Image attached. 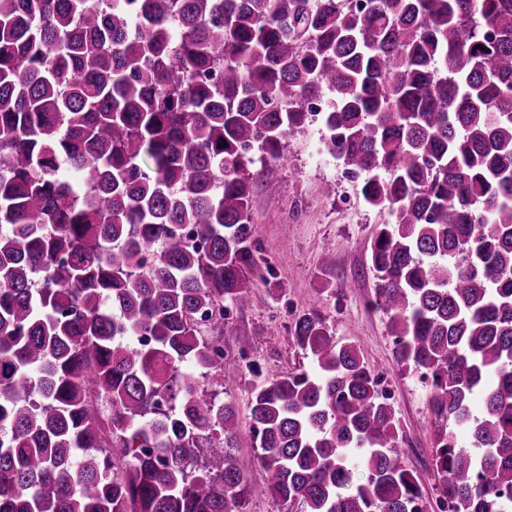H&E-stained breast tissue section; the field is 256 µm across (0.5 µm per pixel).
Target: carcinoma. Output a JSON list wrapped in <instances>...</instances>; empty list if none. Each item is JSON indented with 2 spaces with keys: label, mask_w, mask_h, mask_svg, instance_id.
<instances>
[{
  "label": "carcinoma",
  "mask_w": 512,
  "mask_h": 512,
  "mask_svg": "<svg viewBox=\"0 0 512 512\" xmlns=\"http://www.w3.org/2000/svg\"><path fill=\"white\" fill-rule=\"evenodd\" d=\"M327 92L325 149L389 216L374 305L430 380L439 501L512 512V0H0V512H425L316 310L312 368L252 392L263 483L209 390L260 270L251 167ZM290 510V511H288ZM304 507L296 502L289 505L279 499L266 497H255L248 500L246 512H303Z\"/></svg>",
  "instance_id": "1"
}]
</instances>
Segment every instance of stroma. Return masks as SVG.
Wrapping results in <instances>:
<instances>
[{
	"mask_svg": "<svg viewBox=\"0 0 512 512\" xmlns=\"http://www.w3.org/2000/svg\"><path fill=\"white\" fill-rule=\"evenodd\" d=\"M322 141L321 127L306 123L283 141L279 158L258 168L251 226L262 274L245 304L231 309L235 331L222 341L225 354L238 358L239 371L218 378L212 388L238 411L234 454L240 469L250 481L262 482L264 470L249 436L251 394L267 378L311 368L288 327L295 316L318 309L337 341L355 346L381 375L399 423L398 448L422 490L425 512H440L430 388L413 366L397 363L388 317L371 305L369 248L385 215L363 204L355 182L326 155ZM271 182L277 186L273 194L267 191ZM328 182L335 184V196L323 195Z\"/></svg>",
	"mask_w": 512,
	"mask_h": 512,
	"instance_id": "obj_1",
	"label": "stroma"
}]
</instances>
